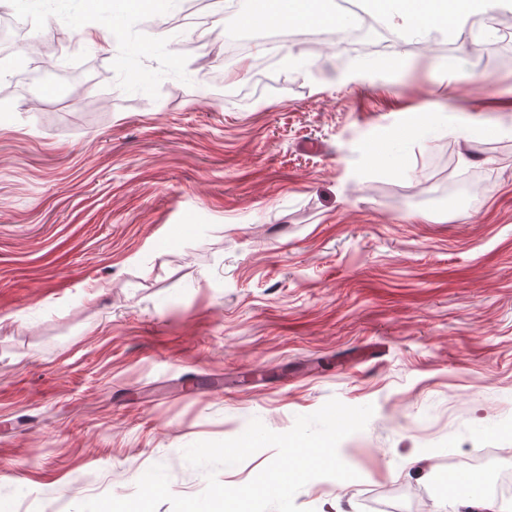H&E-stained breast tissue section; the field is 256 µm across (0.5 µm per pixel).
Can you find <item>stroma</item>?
Wrapping results in <instances>:
<instances>
[{
	"mask_svg": "<svg viewBox=\"0 0 512 512\" xmlns=\"http://www.w3.org/2000/svg\"><path fill=\"white\" fill-rule=\"evenodd\" d=\"M237 3L206 12L213 39L193 48L181 4L156 0L148 19L173 27L139 29L137 55L125 25L104 42L52 23L69 73L36 87L3 61L44 46L0 40V507L128 498L156 464L197 495L187 446L255 418L283 433L335 398L374 407L338 447L359 477L312 480L299 507L477 512L447 503L448 459L481 448L483 481L512 471L495 452L512 425V67L482 66L497 51L469 31L352 58L304 28L228 63ZM417 128L405 159L386 151ZM468 170L481 193L435 198Z\"/></svg>",
	"mask_w": 512,
	"mask_h": 512,
	"instance_id": "stroma-1",
	"label": "stroma"
}]
</instances>
